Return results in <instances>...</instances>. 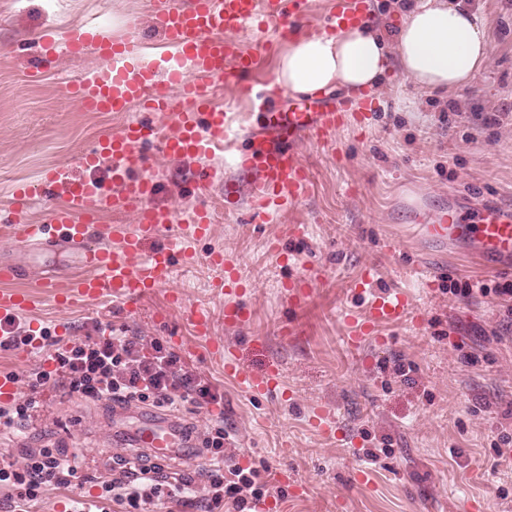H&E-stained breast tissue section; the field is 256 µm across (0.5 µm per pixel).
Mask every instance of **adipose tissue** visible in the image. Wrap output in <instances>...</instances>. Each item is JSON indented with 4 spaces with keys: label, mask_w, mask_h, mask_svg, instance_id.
I'll return each mask as SVG.
<instances>
[{
    "label": "adipose tissue",
    "mask_w": 512,
    "mask_h": 512,
    "mask_svg": "<svg viewBox=\"0 0 512 512\" xmlns=\"http://www.w3.org/2000/svg\"><path fill=\"white\" fill-rule=\"evenodd\" d=\"M488 21L462 0H417L386 44L364 24L346 33L306 34L278 61L275 82L298 95L376 87L391 62L420 92L472 84L489 61Z\"/></svg>",
    "instance_id": "adipose-tissue-1"
}]
</instances>
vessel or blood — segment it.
<instances>
[{
	"label": "vessel or blood",
	"instance_id": "obj_1",
	"mask_svg": "<svg viewBox=\"0 0 512 512\" xmlns=\"http://www.w3.org/2000/svg\"><path fill=\"white\" fill-rule=\"evenodd\" d=\"M310 10V0H156L151 23L172 48L164 67L150 58L141 36L113 42L96 28L59 43L52 35L39 41L41 62L56 61L59 53L81 54L94 47L102 61L97 69L67 81L69 98L89 112L125 115L118 133L98 139L80 159L83 175L61 170L41 175L36 184L12 187L16 206L32 197L58 194L63 198L46 224H27L15 218L10 226L15 246L38 247L46 251L75 254L80 271L61 278L43 276L39 286L44 295L62 308L78 303L109 300L126 307L137 306L173 279L177 264H193L191 242L206 237L212 215L208 208L194 205L175 214L153 204L158 185L148 172L150 148L168 156L195 157L223 147L228 116L213 107L210 91L217 85L249 89L257 78L262 58L274 44L295 37ZM370 18L368 0H336L326 22L332 33L345 32ZM255 23L254 52H246L233 34L244 24ZM167 91H158L159 81ZM152 112H169L175 119L173 133L131 117L134 107ZM354 103L349 98L315 100L308 112H284L270 106L255 125L247 127L235 160L238 168L252 175L250 194L255 216L294 206L305 194L309 175L299 147L304 140H319L343 125ZM112 161L111 180L102 183L89 178L100 158ZM134 211L137 220L131 231L122 233L119 248L97 243L93 226L99 214L112 202ZM178 225L177 241L159 244L161 232ZM427 237L450 241L473 237L476 251L485 257L512 260V209L487 206L476 214L475 225L458 223L454 213H442L434 223L424 225ZM155 249H148V242ZM209 263L222 272L216 283L220 292L236 293L240 283L223 252L215 251ZM30 297L14 290L0 293V322L32 309ZM409 309L405 294L384 291L373 296L361 329L351 336L358 346L376 324L401 321ZM224 371L248 392L264 395L279 385L276 373L251 376L233 361ZM128 437L161 461L181 458L188 444L179 425L162 416L138 417Z\"/></svg>",
	"mask_w": 512,
	"mask_h": 512
}]
</instances>
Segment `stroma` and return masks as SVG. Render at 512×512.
<instances>
[{
  "instance_id": "stroma-1",
  "label": "stroma",
  "mask_w": 512,
  "mask_h": 512,
  "mask_svg": "<svg viewBox=\"0 0 512 512\" xmlns=\"http://www.w3.org/2000/svg\"><path fill=\"white\" fill-rule=\"evenodd\" d=\"M153 2L0 0V225L14 218V183L51 167L77 169L85 150L124 123L117 114L85 111L64 94L67 80L97 67L94 48L60 55L40 70L32 41L97 26L112 41L139 33L165 55L169 49L151 27ZM469 2L490 24L489 63L476 80L422 95L390 65L381 92L371 95V112L324 142L302 144L311 184L286 211L251 215V178L237 168L235 150L258 104L238 90L214 93L231 128L223 149L207 158L152 153L154 206L180 210L201 200L214 212L194 263L176 268L172 286L181 304H170L162 290L131 310L112 303L61 309L44 300L19 316L20 325L35 319L51 333L67 322L72 340L98 335L107 324L147 343L180 337L177 355L223 400L175 413L193 432L191 447L186 458L161 465L162 473L199 477L209 459L200 436L220 421L231 435L225 465L266 466L270 483L283 485L286 496L273 512H512V319L495 295L448 291L453 281L510 282L512 265L475 261L468 243L436 242L420 230L447 210L467 222L481 206L512 207V0ZM291 224L306 225V234H287ZM271 239L281 257L268 253ZM216 250L233 260L243 294L212 291L216 272L208 256ZM0 255L19 260L25 275L18 285L31 291L44 270L74 271L70 253L20 257L0 239ZM369 263L379 268L377 288L406 293L412 313L401 324L376 327L353 348L343 318L368 306L370 295L357 283ZM238 301L246 319L226 325L224 308ZM196 308L211 312L223 352L194 334L189 317ZM286 322L294 326L288 337L281 334ZM50 355L0 349V374L16 377L18 397L32 394L40 404L20 431L0 439V453L19 463L27 450L52 444L77 455L91 481L48 488L34 512L93 502L100 493L93 479L111 477L129 459L151 460L123 435L124 407L50 385L31 393L30 375L53 370ZM228 356L253 374L277 372V391L243 390L224 374ZM318 406L330 411L338 439L310 427ZM362 469L368 477L361 483L355 475Z\"/></svg>"
}]
</instances>
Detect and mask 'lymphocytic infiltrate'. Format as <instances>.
I'll list each match as a JSON object with an SVG mask.
<instances>
[{"mask_svg":"<svg viewBox=\"0 0 512 512\" xmlns=\"http://www.w3.org/2000/svg\"><path fill=\"white\" fill-rule=\"evenodd\" d=\"M44 341L54 349L56 368L51 373L32 374L31 397L0 405V433L14 431L33 417L39 407L35 394L54 375L69 392L124 405L149 401L176 409L187 403L204 407L221 400L210 384L187 370L160 341L147 346L141 338L124 335L122 329L114 327L108 334L88 336L66 346L49 335ZM226 439L220 426L212 428L204 439L210 453L205 495H198L194 480L182 475L163 479L155 470L130 464L101 483L100 497L121 506L124 512H153L163 500L182 507L190 505L200 512H251L257 502L273 496L274 490L259 468L225 466ZM83 480L79 461L53 448L32 450L19 464L0 460V491L15 493L29 506L38 503L49 487Z\"/></svg>","mask_w":512,"mask_h":512,"instance_id":"obj_1","label":"lymphocytic infiltrate"}]
</instances>
